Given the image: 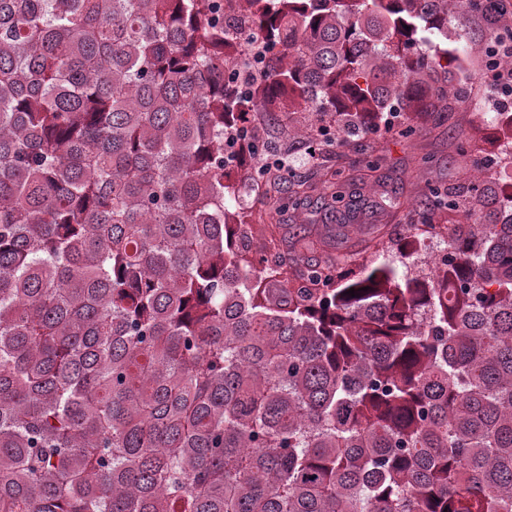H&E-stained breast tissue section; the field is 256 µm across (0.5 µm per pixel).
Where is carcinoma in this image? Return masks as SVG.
I'll return each mask as SVG.
<instances>
[{
    "label": "carcinoma",
    "mask_w": 512,
    "mask_h": 512,
    "mask_svg": "<svg viewBox=\"0 0 512 512\" xmlns=\"http://www.w3.org/2000/svg\"><path fill=\"white\" fill-rule=\"evenodd\" d=\"M223 2L0 0V512H512V222L344 270L355 179L236 134L448 100L445 0ZM426 196L417 236L456 210ZM311 201L279 288L244 230ZM341 117L330 114L322 121L311 112H294L290 115L280 114L279 120L271 119L265 113H253L251 122L258 134H266L270 138L271 152H279L284 144L290 146L288 165L295 173H320L317 161L306 152L308 136L315 134L321 125H338Z\"/></svg>",
    "instance_id": "obj_1"
}]
</instances>
